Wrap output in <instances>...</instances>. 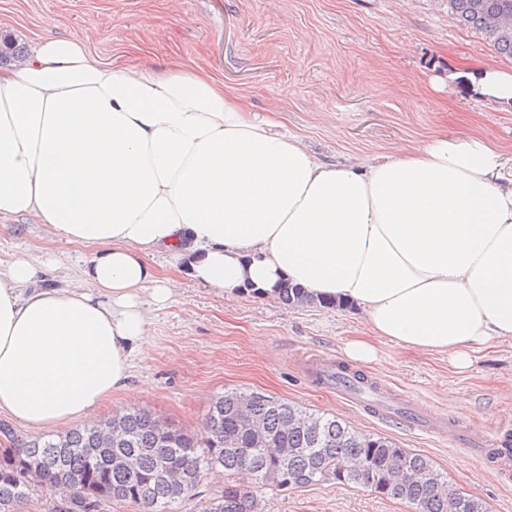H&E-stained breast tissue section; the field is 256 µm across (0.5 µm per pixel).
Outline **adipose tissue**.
Returning <instances> with one entry per match:
<instances>
[{"label":"adipose tissue","mask_w":512,"mask_h":512,"mask_svg":"<svg viewBox=\"0 0 512 512\" xmlns=\"http://www.w3.org/2000/svg\"><path fill=\"white\" fill-rule=\"evenodd\" d=\"M57 26L0 67V220L90 254L79 288L45 287L34 254L0 259V413L55 427L125 387L146 303L180 286L159 250L228 299L288 283L358 308L355 362L381 339L464 370L512 342V177L492 140L440 131L331 165L210 73L105 62Z\"/></svg>","instance_id":"ef3b65f1"}]
</instances>
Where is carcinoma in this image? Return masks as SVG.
I'll list each match as a JSON object with an SVG mask.
<instances>
[{
  "instance_id": "1",
  "label": "carcinoma",
  "mask_w": 512,
  "mask_h": 512,
  "mask_svg": "<svg viewBox=\"0 0 512 512\" xmlns=\"http://www.w3.org/2000/svg\"><path fill=\"white\" fill-rule=\"evenodd\" d=\"M448 9L512 59V0H448ZM279 298L288 305L342 306L288 283ZM107 423L119 428V440L101 436L98 422L0 448V512H18L34 493L64 485L71 493L56 512H90L109 500L138 512H172L173 503L192 497L183 476L197 484L204 472L219 467L229 475L259 469L263 481L277 488L327 480L362 486L409 504L413 512H486L480 499L461 495L424 455L262 392L216 395L198 434L173 429L144 409L116 414ZM199 512L261 509L253 491L228 484Z\"/></svg>"
}]
</instances>
